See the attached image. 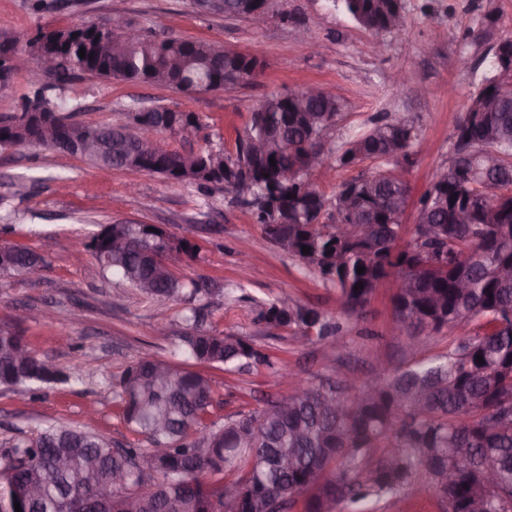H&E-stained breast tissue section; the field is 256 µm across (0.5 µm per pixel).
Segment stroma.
Wrapping results in <instances>:
<instances>
[{"label":"stroma","instance_id":"stroma-1","mask_svg":"<svg viewBox=\"0 0 512 512\" xmlns=\"http://www.w3.org/2000/svg\"><path fill=\"white\" fill-rule=\"evenodd\" d=\"M405 28L382 36L366 30L331 0H271L261 28L243 18L201 15L191 0H0V42L38 28H62L118 13L167 34L214 43L260 59L250 85L193 97L164 86H134L83 78L74 85L82 120H123L134 100L196 113L202 127L190 141L165 134L170 150L223 147L236 152L251 114L269 96L311 83L336 95L341 119L329 134L336 147L369 128L381 113L417 122L421 141L408 178L410 205L403 221L415 223L417 203L436 169L448 162L454 129L469 105L492 47L512 38V0H402ZM214 206L158 175L101 170L78 157L25 149L0 153V244L36 251L43 264L26 277L0 276V321L23 332L31 349L59 368H78L77 383L43 386L37 398L0 386V447L29 441L51 423L83 426L96 409V426L112 443L146 447L143 436L120 420L114 386L135 359L173 358L191 305L205 309L203 327L239 336L270 354L274 367L233 374L205 368L216 387L218 418L238 417L280 396L285 372L305 378L344 367L360 381L378 361L409 359L407 338L393 319L394 282L377 289L365 319L326 342L306 341L293 330H272L256 318L254 303L286 296L335 312V288L271 245L251 213L216 192ZM131 221L159 226L171 238L197 246L181 269L205 282L196 300L158 302L103 275L86 242L102 224ZM46 309L50 319L26 318Z\"/></svg>","mask_w":512,"mask_h":512}]
</instances>
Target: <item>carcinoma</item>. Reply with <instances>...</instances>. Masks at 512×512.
I'll return each instance as SVG.
<instances>
[{
  "instance_id": "cac0c4a2",
  "label": "carcinoma",
  "mask_w": 512,
  "mask_h": 512,
  "mask_svg": "<svg viewBox=\"0 0 512 512\" xmlns=\"http://www.w3.org/2000/svg\"><path fill=\"white\" fill-rule=\"evenodd\" d=\"M211 2L192 0V7L205 15L238 16V0H221L217 9ZM338 6L377 34L393 31L392 15L404 16L401 0H339ZM122 40L120 30L85 22L40 28L26 38L0 42V47L31 57L53 43L59 57L54 84L29 91L14 111L0 114V151L52 148L35 126L25 136L14 131L13 125L35 108L60 114L76 146L73 155L101 169L157 174L207 198L214 190L228 189V179H234L238 200L265 238L274 246L288 238V254L336 288L335 317L279 297L255 302L257 319L271 328L293 327L308 339L327 341L347 321L364 318L376 289L392 278L394 321L409 338L444 330H458L461 336L448 351L433 356L415 352L404 366L381 371L365 386L342 390L329 379L318 384L299 380L286 414L273 401L221 421L214 418V385L191 364L234 373L251 363L270 368L274 363L241 337L201 328V311L193 308L185 317L191 331L180 338L184 361L166 363L169 379H156L161 360L142 358L125 370L115 390L125 424L145 436L150 447L115 450L89 426L51 424L31 441L0 448V491L20 484L36 487L37 495L20 503L22 512H236L224 489L243 486L251 493V512H265L266 491L275 485L289 497L290 507L299 506L301 512H378L424 485L442 512H473L471 495L483 489V467L492 463L499 491L484 512H512V275L496 274L504 265L512 267V206L486 196L483 159L476 152L478 147L495 150L499 173H512V97L489 90L494 57H489L470 103L494 97L497 108L457 123L448 157V198L439 199L434 187H428L419 200L421 223L409 225L402 223L404 210L394 206L410 200L408 183L361 178L342 182L334 197L353 192L356 204L345 218L365 227L362 237L351 240L340 225L318 223V211L330 209L335 201L321 194L313 206L299 194L311 173L305 162L309 153L316 148L321 154L335 153L327 140L340 118L334 95L288 104L277 94L270 96L252 113L233 156L221 147L179 152L159 143L155 153L134 166L128 159L143 124L158 135L188 140L169 124V112L132 109L120 122L78 121L79 97L66 98L60 91L84 75L135 86L217 91L251 84L254 60L226 55L224 48L204 41L158 39L148 28L139 29L117 54L115 43ZM419 138L413 121L377 118L346 143L337 161L343 167L367 158L384 161L390 144L402 139L407 150L400 163L408 169ZM88 140L110 143L112 150L87 154ZM256 141L267 143L258 156L252 153ZM281 170L293 171L297 182L278 184ZM460 208L470 211L469 223L455 222ZM304 246L310 253H303ZM172 247L188 258L196 250L185 240L173 242L160 229L149 231L146 224H102L90 244L103 270L158 300L177 297L187 288L176 272L156 274L161 252ZM11 253L12 262L0 266L1 276L28 274L42 262L24 247L15 246ZM360 266L365 268L361 274ZM461 279L469 287H457ZM78 381L75 372L44 376L43 358L29 349L23 333L0 324V385L33 393L44 385ZM244 425L252 428L251 441L238 446L233 440ZM460 448L467 449L465 472L445 481L447 465ZM159 449L163 455L153 473L135 472L128 481L114 483L122 467ZM324 480L341 483L336 498L323 496ZM99 486L110 489L108 497L94 495Z\"/></svg>"
}]
</instances>
